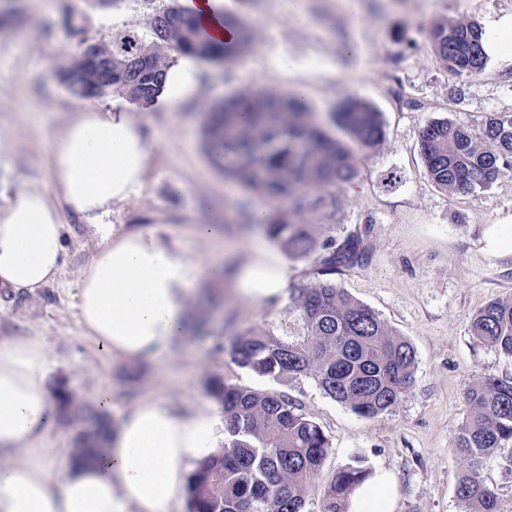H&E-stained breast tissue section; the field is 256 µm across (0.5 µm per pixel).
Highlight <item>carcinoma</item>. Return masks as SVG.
Segmentation results:
<instances>
[{
	"label": "carcinoma",
	"instance_id": "1",
	"mask_svg": "<svg viewBox=\"0 0 512 512\" xmlns=\"http://www.w3.org/2000/svg\"><path fill=\"white\" fill-rule=\"evenodd\" d=\"M237 41L215 44L199 22L169 7L152 19L148 37L119 33L98 44L101 68L112 78L94 90L98 68L84 61L86 46L59 71L60 84L78 98H98L112 91L130 101L151 103L177 55L226 64L253 44V24L229 17ZM427 41L449 71L460 77L480 74L487 64L483 30L475 23L443 19L427 28ZM251 120H238L239 98H226L209 113L204 134L220 147L217 167L224 177L284 202L288 212L264 225L265 235L288 256L307 260L315 241L306 225L293 220L303 212L335 206L326 188L347 184L356 175V158L331 137L303 103L283 93L249 95ZM333 122L361 149L385 135L381 113L370 103L347 96ZM420 154L433 183L451 192L485 186L512 171V114L489 118L481 131L448 120L428 123L420 137ZM315 257L311 287L296 289L303 334L288 341L247 331L225 342L233 363L273 381L311 376L334 401L355 414L376 417L390 410L410 385L415 351L391 331L370 307L354 300L337 281L365 265L368 253L361 235L331 237ZM473 339L512 356V301L495 299L479 310L471 325ZM212 396L224 410L229 435L224 449L195 468L186 485L187 512H307L309 479L320 471L331 443L322 428L301 413L286 393L221 382ZM57 421L78 425L74 445L80 456L101 455L114 421L93 405L75 406L72 392L60 382L53 390ZM469 412L458 428L454 451L470 461L459 477L457 497L464 512H502L497 492L481 475V466L512 441V381L488 375L470 388ZM372 475L364 459L333 471L315 512H344L349 494Z\"/></svg>",
	"mask_w": 512,
	"mask_h": 512
}]
</instances>
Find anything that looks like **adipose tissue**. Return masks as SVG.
I'll use <instances>...</instances> for the list:
<instances>
[{
  "mask_svg": "<svg viewBox=\"0 0 512 512\" xmlns=\"http://www.w3.org/2000/svg\"><path fill=\"white\" fill-rule=\"evenodd\" d=\"M214 42L234 39L224 25V0H180ZM200 62L180 57L167 71L152 110L178 111L195 90ZM49 181L76 213L98 219L141 185L149 150L127 105L89 109L51 145ZM267 206L252 213L254 242L234 282L255 303L281 297L288 267L261 241ZM64 226L47 195L17 190L0 212V288L36 291L60 273ZM214 261L192 259L180 242L153 229L120 235L104 230L80 274L78 317L87 336L128 364L155 360L172 344L192 358L209 344L191 330V287ZM48 348L38 336L0 335V512H177L194 467L217 454L227 435L224 412L198 389L183 406L151 394L139 398L115 424L102 461L81 463L73 450L46 447L53 423ZM391 474L377 470L357 488L350 512H393Z\"/></svg>",
  "mask_w": 512,
  "mask_h": 512,
  "instance_id": "adipose-tissue-1",
  "label": "adipose tissue"
}]
</instances>
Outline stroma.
Here are the masks:
<instances>
[{
	"label": "stroma",
	"mask_w": 512,
	"mask_h": 512,
	"mask_svg": "<svg viewBox=\"0 0 512 512\" xmlns=\"http://www.w3.org/2000/svg\"><path fill=\"white\" fill-rule=\"evenodd\" d=\"M7 2L9 17L0 23V138L11 151L0 159V210L16 189L46 193L64 226V255L60 276L46 287L33 293L0 289V334L43 337L50 381L66 379L77 400L90 404L101 388H110L109 412L116 419L135 396L157 391L178 405L189 387H207L217 379L287 393L332 445L322 473L310 479L314 496L323 494L326 473L359 455L370 470L392 473L394 512H463L456 485L469 463L455 453L454 443L468 413L465 393L486 374L512 381V357L478 344L470 334L479 309L496 298L512 299V254H488L482 242L491 224L507 225L512 236V172L489 186L452 194L429 178L419 141L432 121L477 129L492 113H512V32L488 26L512 18V0H357L353 19L344 16L342 0H304V25L291 21L289 0H224L225 14L251 18L253 48L222 68L202 64L201 80L180 111L132 112L150 146L148 166L137 191L113 202L101 222L73 212L61 189L47 180L50 141L84 108L56 74L83 41L148 35L156 10L177 0H118L106 10L91 0H52L35 26L29 23L34 0ZM66 12L71 15L67 27L62 24ZM328 15L337 18L331 30L322 26ZM443 17L477 22L487 42L496 44L481 74L455 75L427 45V26ZM354 30L373 53L371 66L362 70L340 57ZM286 56L297 66L295 75L281 67ZM314 59L335 60L336 68L313 69ZM293 79L309 85L306 101L317 116L326 117L353 95L376 106L385 125L375 147L356 150L357 176L335 189V208L302 217L319 241L363 233L369 259L364 267L346 271L341 285L416 351L411 386L392 409L374 418L333 401L312 377L276 382L237 367L227 353L191 359L177 344L161 361L138 363L137 384L129 386L128 364L85 339L77 318L79 276L106 223L116 233L152 228L162 240H181L191 257L210 255L223 263V280L199 281L189 300L190 316L198 315L210 295L223 305L225 335L249 328L291 340L302 334L294 296L297 287L314 282L310 262L288 260V282L279 300L257 304L235 295L237 262L249 237L238 205L257 196L219 171L207 183L195 177L207 163L202 124L212 106L229 95L281 92ZM169 133L187 143L180 156L169 155L160 144ZM198 224L221 225L223 241L193 239Z\"/></svg>",
	"instance_id": "35a3bbf8"
}]
</instances>
